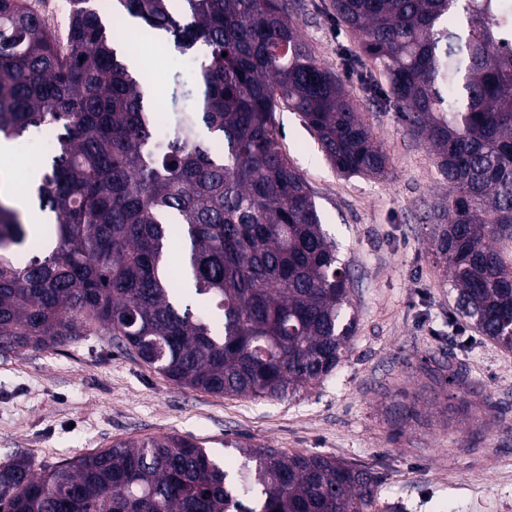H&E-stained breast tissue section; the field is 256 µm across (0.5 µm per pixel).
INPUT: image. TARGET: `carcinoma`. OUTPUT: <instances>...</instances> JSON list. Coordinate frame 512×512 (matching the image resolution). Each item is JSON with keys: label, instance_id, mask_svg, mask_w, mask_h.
I'll return each mask as SVG.
<instances>
[{"label": "carcinoma", "instance_id": "1", "mask_svg": "<svg viewBox=\"0 0 512 512\" xmlns=\"http://www.w3.org/2000/svg\"><path fill=\"white\" fill-rule=\"evenodd\" d=\"M24 0H0V138L56 131L25 193L53 234L18 264L30 225L0 197V349L103 333L175 384L278 400L323 381L356 329L348 277L311 189L288 161L279 105L300 113L346 175H381L345 85L323 67L288 0H117L182 52L159 110L126 63V29L71 0L64 40ZM385 76V99L448 180L433 252L457 314L512 350V0H333ZM227 56H222V53ZM170 131L155 148L159 125ZM226 470L175 435L123 439L36 475L0 471V512H378L379 476L340 458L228 440Z\"/></svg>", "mask_w": 512, "mask_h": 512}]
</instances>
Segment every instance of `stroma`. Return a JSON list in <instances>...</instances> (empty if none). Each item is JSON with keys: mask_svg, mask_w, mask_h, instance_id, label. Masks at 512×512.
Here are the masks:
<instances>
[{"mask_svg": "<svg viewBox=\"0 0 512 512\" xmlns=\"http://www.w3.org/2000/svg\"><path fill=\"white\" fill-rule=\"evenodd\" d=\"M315 58L343 83L390 158L386 175H344L301 114L280 107L282 147L308 182L348 272L357 327L336 370L299 398L225 397L177 386L109 336L40 351L0 352V466L36 470L119 439L179 435L242 458L228 439L373 468L379 512H512V352L456 315L445 263L431 249L448 199L433 149L399 112L370 98L385 85L331 0H289ZM140 44L156 102L167 70L193 81L197 60ZM466 373L463 398L445 383Z\"/></svg>", "mask_w": 512, "mask_h": 512, "instance_id": "1", "label": "stroma"}]
</instances>
